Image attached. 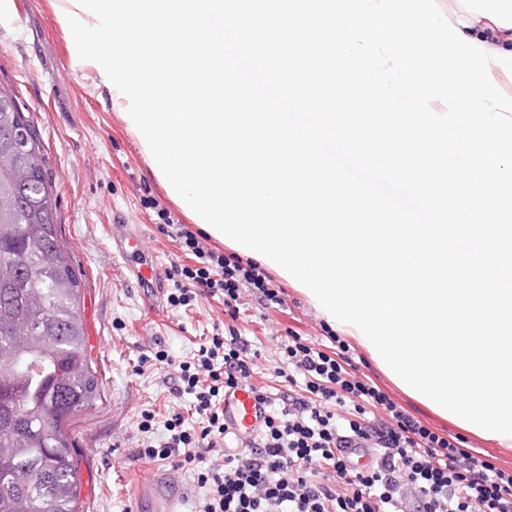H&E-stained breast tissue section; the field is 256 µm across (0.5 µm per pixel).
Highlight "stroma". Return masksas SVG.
Listing matches in <instances>:
<instances>
[{
    "label": "stroma",
    "instance_id": "obj_1",
    "mask_svg": "<svg viewBox=\"0 0 512 512\" xmlns=\"http://www.w3.org/2000/svg\"><path fill=\"white\" fill-rule=\"evenodd\" d=\"M59 6L60 0H14L13 11L0 15V82L12 87L36 126L60 234L82 273L81 317L100 388L94 406L74 416L68 427L80 461L79 510L150 512L140 500L141 487L146 477L164 471L178 512H196L206 489L193 472L135 457L143 441L142 412L154 414V432L163 434L178 384L166 366L139 369L141 357L164 350L175 361L190 360L213 325L231 323L262 354L254 384L271 390L281 385L272 356L285 336L316 345L324 342L328 324L289 282L283 286L284 306L267 307L248 295L234 321L222 302L209 296L186 309L170 306V282L164 294L145 299L127 261L112 250L114 225L138 233L142 255L162 270L173 262L188 264L189 258L179 242L160 232L157 208L168 210L189 231L197 226L151 174L96 71L78 61L70 36L57 23ZM349 347L360 372L424 425L462 437L465 449L512 469V446L463 431L404 392L357 341Z\"/></svg>",
    "mask_w": 512,
    "mask_h": 512
}]
</instances>
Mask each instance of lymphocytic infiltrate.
<instances>
[{"mask_svg":"<svg viewBox=\"0 0 512 512\" xmlns=\"http://www.w3.org/2000/svg\"><path fill=\"white\" fill-rule=\"evenodd\" d=\"M158 217L195 259L166 271L177 287L171 306L218 295L234 320L254 291L265 305H284L257 265L208 248L167 210ZM328 341L323 351L294 334L282 340L275 372L290 391L278 400L251 386L260 353L237 329L213 332L189 361L156 351L154 361L177 364L174 393L190 396L199 424L187 426L186 414L172 411L164 438L143 442L137 458L192 470L207 488L199 512H512V470L424 426L352 369L340 337ZM241 385L251 386L268 415L256 441L228 454L224 394ZM349 448L370 451L373 466L354 467Z\"/></svg>","mask_w":512,"mask_h":512,"instance_id":"lymphocytic-infiltrate-1","label":"lymphocytic infiltrate"}]
</instances>
